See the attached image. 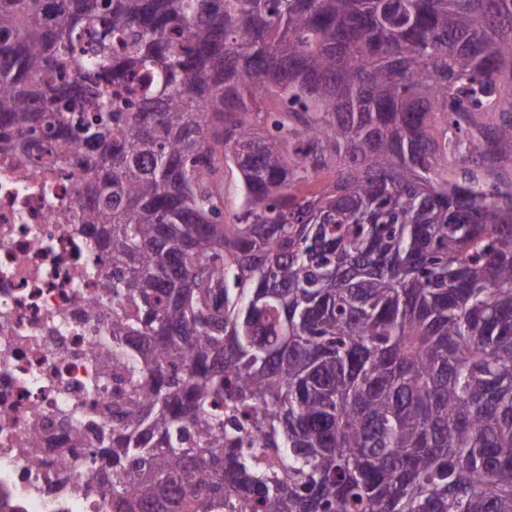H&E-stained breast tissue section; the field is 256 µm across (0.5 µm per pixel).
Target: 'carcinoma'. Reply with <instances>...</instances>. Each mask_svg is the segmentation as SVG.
I'll return each instance as SVG.
<instances>
[{
    "label": "carcinoma",
    "mask_w": 512,
    "mask_h": 512,
    "mask_svg": "<svg viewBox=\"0 0 512 512\" xmlns=\"http://www.w3.org/2000/svg\"><path fill=\"white\" fill-rule=\"evenodd\" d=\"M2 127L112 257V512H512V0H0ZM221 187L224 193V218L227 222H232L239 200L240 173L237 168L224 167Z\"/></svg>",
    "instance_id": "obj_1"
}]
</instances>
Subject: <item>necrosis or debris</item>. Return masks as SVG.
Listing matches in <instances>:
<instances>
[{
  "mask_svg": "<svg viewBox=\"0 0 512 512\" xmlns=\"http://www.w3.org/2000/svg\"><path fill=\"white\" fill-rule=\"evenodd\" d=\"M83 191L75 167L0 164V512H112L95 461L112 432V265L58 222Z\"/></svg>",
  "mask_w": 512,
  "mask_h": 512,
  "instance_id": "1",
  "label": "necrosis or debris"
}]
</instances>
